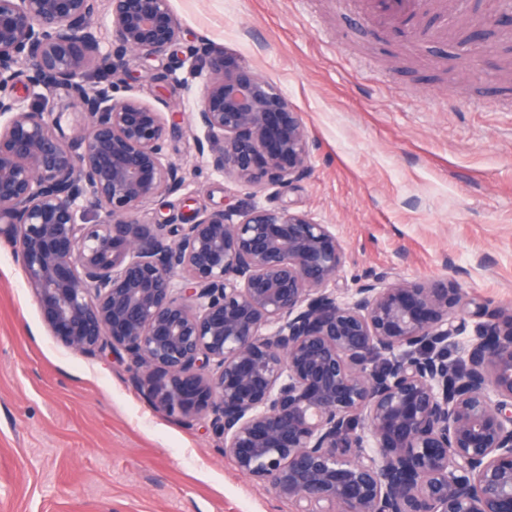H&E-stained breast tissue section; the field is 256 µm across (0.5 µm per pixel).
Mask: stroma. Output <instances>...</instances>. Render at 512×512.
<instances>
[{
  "label": "stroma",
  "instance_id": "1",
  "mask_svg": "<svg viewBox=\"0 0 512 512\" xmlns=\"http://www.w3.org/2000/svg\"><path fill=\"white\" fill-rule=\"evenodd\" d=\"M170 4L191 38L282 91L313 150L287 191L215 170L192 123L203 75L130 58L122 95L175 113L166 154L187 171L143 220L180 214L188 195L211 209L288 206L331 225L341 284L371 270L445 276L512 302V27L467 42L498 15L495 0H448L445 20L427 10L408 29L374 0ZM132 374L61 346L0 242V512H291L224 457L207 417L157 411Z\"/></svg>",
  "mask_w": 512,
  "mask_h": 512
}]
</instances>
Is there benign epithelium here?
Segmentation results:
<instances>
[{
	"label": "benign epithelium",
	"instance_id": "obj_1",
	"mask_svg": "<svg viewBox=\"0 0 512 512\" xmlns=\"http://www.w3.org/2000/svg\"><path fill=\"white\" fill-rule=\"evenodd\" d=\"M132 55L207 68L193 118L214 169L288 190L308 170L286 96L183 45L170 0H0V240L54 336L127 356L166 414L207 415L238 472L292 512H512V304L446 277L341 288V242L302 211L140 221L186 177L164 113L118 95ZM58 89L87 120L70 137L48 119Z\"/></svg>",
	"mask_w": 512,
	"mask_h": 512
}]
</instances>
